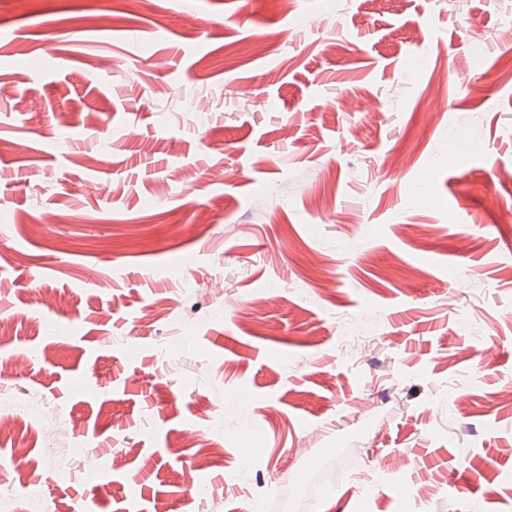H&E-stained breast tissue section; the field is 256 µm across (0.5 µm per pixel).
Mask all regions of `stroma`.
Segmentation results:
<instances>
[{
	"instance_id": "stroma-1",
	"label": "stroma",
	"mask_w": 512,
	"mask_h": 512,
	"mask_svg": "<svg viewBox=\"0 0 512 512\" xmlns=\"http://www.w3.org/2000/svg\"><path fill=\"white\" fill-rule=\"evenodd\" d=\"M359 5L0 0L14 512H512V0Z\"/></svg>"
}]
</instances>
